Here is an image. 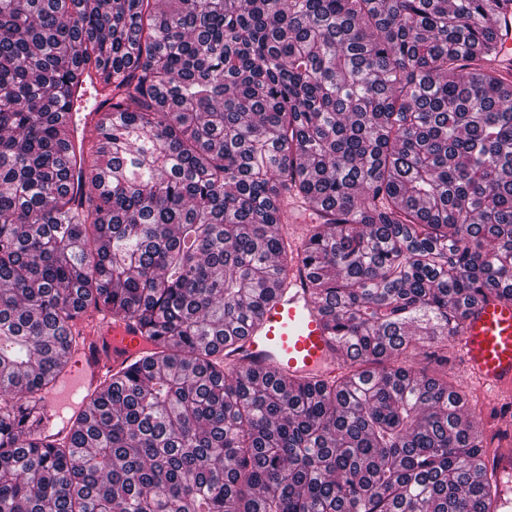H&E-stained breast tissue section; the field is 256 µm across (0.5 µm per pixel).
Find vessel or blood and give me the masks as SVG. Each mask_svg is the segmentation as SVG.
Masks as SVG:
<instances>
[{
	"instance_id": "obj_1",
	"label": "vessel or blood",
	"mask_w": 512,
	"mask_h": 512,
	"mask_svg": "<svg viewBox=\"0 0 512 512\" xmlns=\"http://www.w3.org/2000/svg\"><path fill=\"white\" fill-rule=\"evenodd\" d=\"M87 94L86 84L74 87L73 109L66 115L69 125L93 127L94 113H76ZM147 346L132 322L101 313L84 329L75 347L77 374L63 379L60 393L44 395V409L51 413L60 403L70 402L75 411L87 410L91 393L103 377L135 361ZM458 347L471 382L489 393L511 392L512 300H491L474 307L458 337ZM224 360L234 369L256 367L277 376L309 380L329 379L342 369L307 281L296 270L289 271L258 323L225 344Z\"/></svg>"
}]
</instances>
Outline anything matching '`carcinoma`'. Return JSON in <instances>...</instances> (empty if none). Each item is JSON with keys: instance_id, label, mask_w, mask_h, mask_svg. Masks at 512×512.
Segmentation results:
<instances>
[{"instance_id": "cac0c4a2", "label": "carcinoma", "mask_w": 512, "mask_h": 512, "mask_svg": "<svg viewBox=\"0 0 512 512\" xmlns=\"http://www.w3.org/2000/svg\"><path fill=\"white\" fill-rule=\"evenodd\" d=\"M509 11L0 0V512H498L467 396L410 361L512 299ZM90 70L107 149L73 187ZM297 263L348 371L226 376L225 337ZM104 311L151 347L43 436ZM89 84L96 85V78L94 74H90V77L79 84L78 86L74 87L73 93H72V109L66 114V119L71 126V128L75 129L77 127V113H80L81 109L79 108L76 110L77 106H83V103L85 102V106L83 108V112H86L84 116L79 117V123L84 124L85 127H87V134L86 139L82 143V154L83 156H86L88 153V147L94 143L93 140L88 139V131L93 127L95 121L97 120V115H95L92 112H89L93 106L96 103V92L93 90L92 87L89 88V95L87 86ZM87 97V99H86ZM86 99V101H85Z\"/></svg>"}]
</instances>
